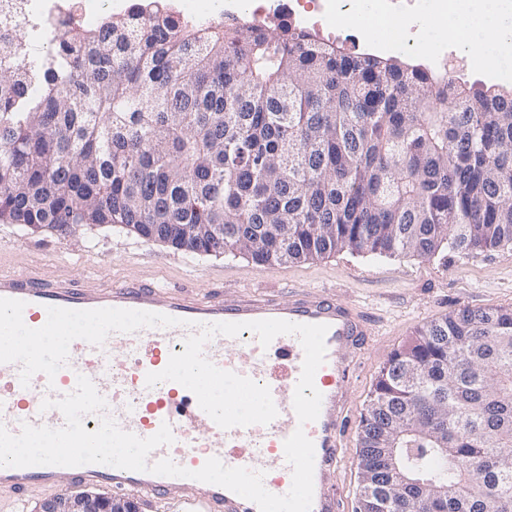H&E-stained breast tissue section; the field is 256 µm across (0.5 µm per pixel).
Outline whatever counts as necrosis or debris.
I'll return each instance as SVG.
<instances>
[{
	"label": "necrosis or debris",
	"instance_id": "1",
	"mask_svg": "<svg viewBox=\"0 0 512 512\" xmlns=\"http://www.w3.org/2000/svg\"><path fill=\"white\" fill-rule=\"evenodd\" d=\"M471 8L470 0H271L266 7L256 0H224L225 17L244 15L259 23L273 13L284 23L327 31L351 50L405 55L419 60L428 72L450 74L459 82L467 74L454 65L457 53L481 61L495 52L494 45L481 41L458 47L449 42V13L466 15ZM361 12L382 22L379 40L367 42L360 30L348 25V17Z\"/></svg>",
	"mask_w": 512,
	"mask_h": 512
}]
</instances>
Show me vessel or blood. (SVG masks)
<instances>
[{"instance_id": "obj_1", "label": "vessel or blood", "mask_w": 512, "mask_h": 512, "mask_svg": "<svg viewBox=\"0 0 512 512\" xmlns=\"http://www.w3.org/2000/svg\"><path fill=\"white\" fill-rule=\"evenodd\" d=\"M0 298L24 301L23 320L31 328L45 324L50 306L144 310L178 320L174 327L110 334L99 347L75 340L66 364L54 378L38 373L26 386L20 382L18 364H0V425L11 434H19L25 423L63 427V414L55 408L41 411V402L71 393L78 376L83 375L105 398L108 415L122 430L146 438L162 424H169L173 443L153 450L149 462L167 458L181 467L197 470L208 458L216 457L229 467L263 472L266 490L275 495L287 494L292 484L284 442L296 429H304L315 449L310 512H338L340 492L330 488L327 479L330 472L340 470L346 463L350 371L362 355L365 340L374 333L363 306L302 288L293 289L291 299L285 303L263 292L229 289L201 298L190 291L166 290L156 282L144 284L132 279L101 288L90 282L75 283L48 269L0 273ZM262 319L327 325L326 358L314 378L322 395L315 421L299 424L293 408L304 351L298 337L290 334L277 336L265 347L255 333L245 330L235 337L214 336L203 347L204 356L218 368L269 387L278 411L269 424L223 429L182 385L165 381L147 386L148 373L163 370L172 354L183 352L193 324ZM65 478L79 485L142 493L158 507L165 505L174 492L188 512H259L254 502L218 485L103 464L0 467V492L21 498L32 489L52 487Z\"/></svg>"}]
</instances>
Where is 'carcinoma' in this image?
<instances>
[{
    "label": "carcinoma",
    "mask_w": 512,
    "mask_h": 512,
    "mask_svg": "<svg viewBox=\"0 0 512 512\" xmlns=\"http://www.w3.org/2000/svg\"><path fill=\"white\" fill-rule=\"evenodd\" d=\"M27 12L0 0L1 222L157 224L186 252L261 266L512 246V90L450 96L290 24H200L157 2L70 25L31 61ZM510 431L512 308L464 307L393 353L361 445L418 449L407 468L448 487L428 512H512ZM368 481L381 512H417L397 476Z\"/></svg>",
    "instance_id": "cac0c4a2"
}]
</instances>
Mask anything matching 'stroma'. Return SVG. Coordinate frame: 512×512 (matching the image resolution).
Wrapping results in <instances>:
<instances>
[{
	"label": "stroma",
	"instance_id": "obj_1",
	"mask_svg": "<svg viewBox=\"0 0 512 512\" xmlns=\"http://www.w3.org/2000/svg\"><path fill=\"white\" fill-rule=\"evenodd\" d=\"M50 263L76 281L95 274L105 284L135 278L190 291L256 287L284 295L290 287L301 286L365 306L379 333L366 341L354 367L348 396V464L330 478L342 493L344 512L357 509L361 417L376 377L394 350L408 342L417 327L453 310L512 307L510 246L469 256L442 252L431 257L344 250L305 263L268 267L244 256L189 254L118 226L85 227L69 235L34 233L0 223V271L16 273Z\"/></svg>",
	"mask_w": 512,
	"mask_h": 512
}]
</instances>
